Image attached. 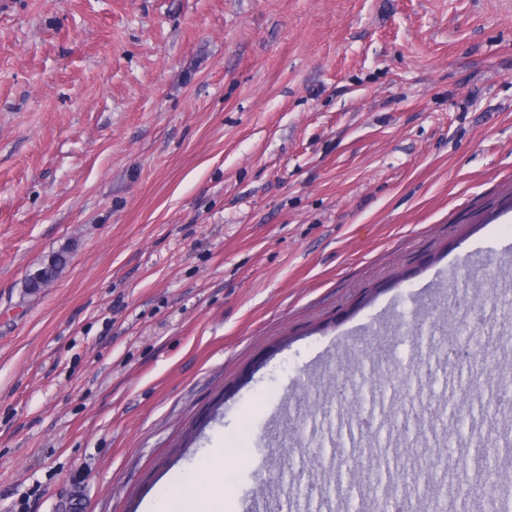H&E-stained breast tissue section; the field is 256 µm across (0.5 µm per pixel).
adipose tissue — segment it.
Instances as JSON below:
<instances>
[{"instance_id":"obj_1","label":"adipose tissue","mask_w":512,"mask_h":512,"mask_svg":"<svg viewBox=\"0 0 512 512\" xmlns=\"http://www.w3.org/2000/svg\"><path fill=\"white\" fill-rule=\"evenodd\" d=\"M247 454L243 448L226 449L225 460H241ZM212 461L205 466L204 477L177 478L178 495L174 512H211L210 503L224 497V462Z\"/></svg>"}]
</instances>
